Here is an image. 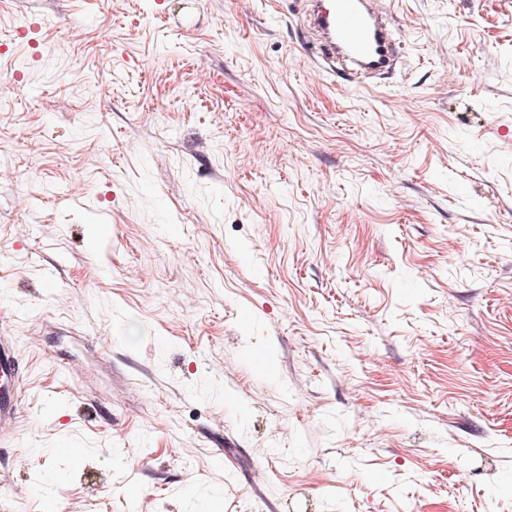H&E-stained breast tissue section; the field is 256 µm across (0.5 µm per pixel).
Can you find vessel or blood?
Returning a JSON list of instances; mask_svg holds the SVG:
<instances>
[{
    "label": "vessel or blood",
    "mask_w": 512,
    "mask_h": 512,
    "mask_svg": "<svg viewBox=\"0 0 512 512\" xmlns=\"http://www.w3.org/2000/svg\"><path fill=\"white\" fill-rule=\"evenodd\" d=\"M305 6L320 37V61L338 64L345 74L386 70L401 52L388 0H306ZM10 321L0 313L1 448L9 447L21 415L20 352L1 334Z\"/></svg>",
    "instance_id": "obj_1"
}]
</instances>
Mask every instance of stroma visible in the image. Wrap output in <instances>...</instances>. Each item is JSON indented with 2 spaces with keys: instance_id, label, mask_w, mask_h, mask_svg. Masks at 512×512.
Returning a JSON list of instances; mask_svg holds the SVG:
<instances>
[{
  "instance_id": "obj_1",
  "label": "stroma",
  "mask_w": 512,
  "mask_h": 512,
  "mask_svg": "<svg viewBox=\"0 0 512 512\" xmlns=\"http://www.w3.org/2000/svg\"><path fill=\"white\" fill-rule=\"evenodd\" d=\"M390 9L0 0V512H512V0ZM388 0H309L305 2L321 62L339 64L348 77L391 67L401 53ZM20 352L7 336H0V447L11 443L10 432L21 415Z\"/></svg>"
}]
</instances>
